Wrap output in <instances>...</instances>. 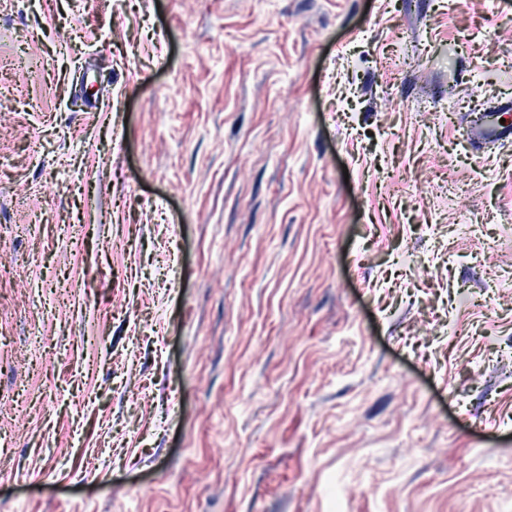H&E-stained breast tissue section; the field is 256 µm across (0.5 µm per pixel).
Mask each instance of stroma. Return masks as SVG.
I'll list each match as a JSON object with an SVG mask.
<instances>
[{"label": "stroma", "instance_id": "1", "mask_svg": "<svg viewBox=\"0 0 512 512\" xmlns=\"http://www.w3.org/2000/svg\"><path fill=\"white\" fill-rule=\"evenodd\" d=\"M504 97L512 0H0V512H512ZM512 112V100L505 98L500 101L499 108L492 112H485L472 124V137L469 139L474 153L482 150L485 141H507L512 140V125L500 123L501 115Z\"/></svg>", "mask_w": 512, "mask_h": 512}]
</instances>
